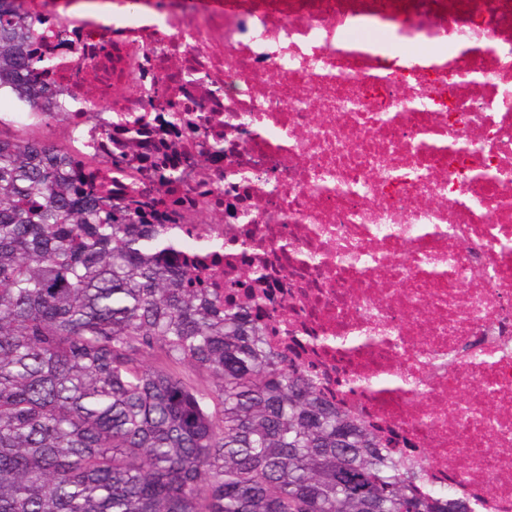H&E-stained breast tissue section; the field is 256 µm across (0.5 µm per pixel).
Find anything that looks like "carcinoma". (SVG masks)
Returning <instances> with one entry per match:
<instances>
[{
	"instance_id": "cac0c4a2",
	"label": "carcinoma",
	"mask_w": 512,
	"mask_h": 512,
	"mask_svg": "<svg viewBox=\"0 0 512 512\" xmlns=\"http://www.w3.org/2000/svg\"><path fill=\"white\" fill-rule=\"evenodd\" d=\"M37 19L0 0V96L64 122ZM145 115L126 116L140 144ZM183 239L0 129V512H472L212 288Z\"/></svg>"
}]
</instances>
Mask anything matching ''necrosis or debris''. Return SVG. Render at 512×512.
<instances>
[{
  "label": "necrosis or debris",
  "mask_w": 512,
  "mask_h": 512,
  "mask_svg": "<svg viewBox=\"0 0 512 512\" xmlns=\"http://www.w3.org/2000/svg\"><path fill=\"white\" fill-rule=\"evenodd\" d=\"M78 2L27 0L55 62L32 80L105 112L17 122L168 215L212 287L262 267L274 343L331 403L424 488L512 512V0H140L152 24L110 32ZM144 107L126 150L115 121Z\"/></svg>",
  "instance_id": "necrosis-or-debris-1"
}]
</instances>
